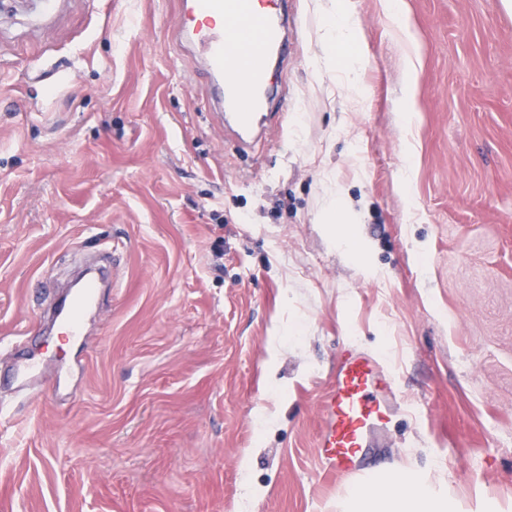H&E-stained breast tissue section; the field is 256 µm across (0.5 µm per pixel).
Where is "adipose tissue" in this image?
Segmentation results:
<instances>
[{"label": "adipose tissue", "mask_w": 512, "mask_h": 512, "mask_svg": "<svg viewBox=\"0 0 512 512\" xmlns=\"http://www.w3.org/2000/svg\"><path fill=\"white\" fill-rule=\"evenodd\" d=\"M366 503L383 508L384 512H455L452 501L435 499L426 483L413 473L401 475L390 492L354 494L349 508L351 512H357Z\"/></svg>", "instance_id": "adipose-tissue-1"}]
</instances>
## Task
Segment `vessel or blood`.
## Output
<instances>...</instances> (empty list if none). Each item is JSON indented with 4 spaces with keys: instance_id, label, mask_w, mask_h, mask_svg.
<instances>
[{
    "instance_id": "1",
    "label": "vessel or blood",
    "mask_w": 512,
    "mask_h": 512,
    "mask_svg": "<svg viewBox=\"0 0 512 512\" xmlns=\"http://www.w3.org/2000/svg\"><path fill=\"white\" fill-rule=\"evenodd\" d=\"M257 0H181L180 14L197 22L191 30L174 24L172 34L186 40L198 57L213 93L211 103L225 133L239 140H257L281 125L284 115L272 111L269 92L273 75L269 60L288 47L287 21L280 0L260 8ZM102 274L85 275L56 309L63 335L82 340V320L97 302ZM390 373L368 351L348 356L330 381L321 404L318 458L324 474L357 481L367 474V454L390 417L395 393Z\"/></svg>"
}]
</instances>
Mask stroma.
<instances>
[{"label":"stroma","instance_id":"1","mask_svg":"<svg viewBox=\"0 0 512 512\" xmlns=\"http://www.w3.org/2000/svg\"><path fill=\"white\" fill-rule=\"evenodd\" d=\"M293 2L288 117L246 147L168 36L178 0H0V512H346L406 472L512 512V13L350 0L323 67ZM100 255L67 342L55 284ZM351 347L402 404L364 483L315 458Z\"/></svg>","mask_w":512,"mask_h":512}]
</instances>
